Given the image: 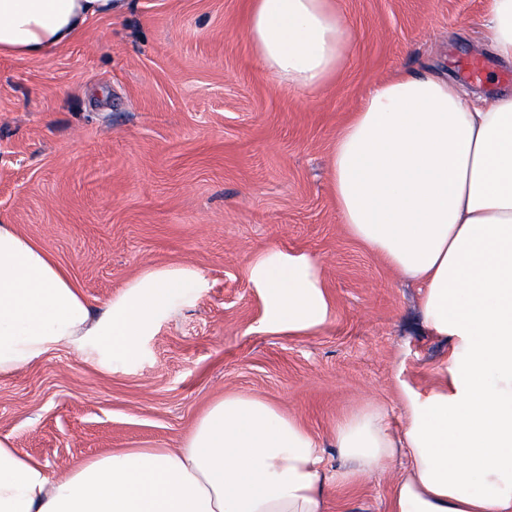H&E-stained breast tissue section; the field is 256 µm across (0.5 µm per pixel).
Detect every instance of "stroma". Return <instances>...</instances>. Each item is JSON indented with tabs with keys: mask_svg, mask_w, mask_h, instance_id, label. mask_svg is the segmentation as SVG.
<instances>
[{
	"mask_svg": "<svg viewBox=\"0 0 512 512\" xmlns=\"http://www.w3.org/2000/svg\"><path fill=\"white\" fill-rule=\"evenodd\" d=\"M491 0H336L348 54L319 89L275 82L245 40L249 0H122L70 44L0 55V221L44 249L101 314L148 266L190 263L208 288L134 361L60 349L0 377V435L53 475L143 443L178 447L228 392L275 403L339 456L337 422L366 401L401 427L400 383L426 388L446 347L419 290L351 237L328 157L341 123L399 70L451 72L490 97L512 64L482 42ZM477 61L480 80L465 78ZM325 267L330 324L258 331L246 265L267 247ZM385 475L332 490L329 512H386Z\"/></svg>",
	"mask_w": 512,
	"mask_h": 512,
	"instance_id": "stroma-1",
	"label": "stroma"
}]
</instances>
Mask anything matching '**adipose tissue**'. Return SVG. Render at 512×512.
Returning <instances> with one entry per match:
<instances>
[{"instance_id": "adipose-tissue-1", "label": "adipose tissue", "mask_w": 512, "mask_h": 512, "mask_svg": "<svg viewBox=\"0 0 512 512\" xmlns=\"http://www.w3.org/2000/svg\"><path fill=\"white\" fill-rule=\"evenodd\" d=\"M116 0H0V53L42 59ZM244 36L279 84L313 90L350 41L336 0H251ZM483 40L512 63V0H493ZM331 186L347 232L420 290L448 346L422 391L401 386L392 432L367 403L334 430L341 462L272 402L228 393L178 447L140 445L56 478L0 435V512H328L331 487L393 472L388 512H512V94L469 102L458 83L402 71L336 132ZM246 275L269 333L307 336L333 307L313 255L268 248ZM196 266H150L94 315L50 255L0 223V377L60 348L125 361L181 300Z\"/></svg>"}]
</instances>
